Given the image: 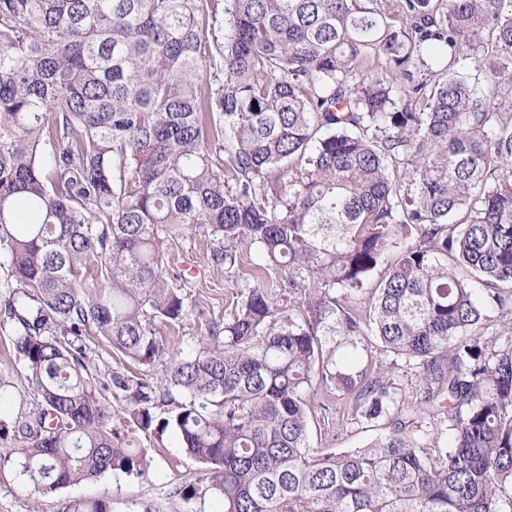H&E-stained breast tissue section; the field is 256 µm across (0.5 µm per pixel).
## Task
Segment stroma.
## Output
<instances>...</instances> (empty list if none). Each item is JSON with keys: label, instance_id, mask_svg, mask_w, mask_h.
I'll use <instances>...</instances> for the list:
<instances>
[{"label": "stroma", "instance_id": "35a3bbf8", "mask_svg": "<svg viewBox=\"0 0 512 512\" xmlns=\"http://www.w3.org/2000/svg\"><path fill=\"white\" fill-rule=\"evenodd\" d=\"M207 251L206 239L191 232L169 237L166 243L170 275L183 274L189 266L197 283L187 296L192 315L180 326L161 330L167 353L195 348L208 337V321L219 322L224 317L229 288L223 270L208 264ZM0 374L11 383L7 396L0 400V419L11 422L28 414L35 384L15 358L13 336L7 325L0 327ZM378 433V427L366 422L351 425L342 434L331 426L315 423L310 438L316 447L355 448L372 441ZM141 446L148 461L144 475L108 473L49 495L34 493L13 463L0 462V512H69L75 502L97 499L106 501L109 512H222L220 497L209 495L187 502L176 495V487L194 481L201 466L186 455L174 433H165L159 440L143 438Z\"/></svg>", "mask_w": 512, "mask_h": 512}]
</instances>
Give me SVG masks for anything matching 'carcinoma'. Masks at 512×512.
<instances>
[{
    "label": "carcinoma",
    "mask_w": 512,
    "mask_h": 512,
    "mask_svg": "<svg viewBox=\"0 0 512 512\" xmlns=\"http://www.w3.org/2000/svg\"><path fill=\"white\" fill-rule=\"evenodd\" d=\"M212 2L0 0L3 322L38 399L4 458L48 495L173 430L176 494L223 512H506L512 0ZM190 229L224 322L99 381L86 337L149 369L190 316L162 250ZM351 416L390 431L311 445ZM375 424L361 422L352 424L348 432L336 435V427L324 425L323 423L311 424V443L314 447L323 448H355L361 447L372 441L378 434L382 433Z\"/></svg>",
    "instance_id": "carcinoma-1"
}]
</instances>
